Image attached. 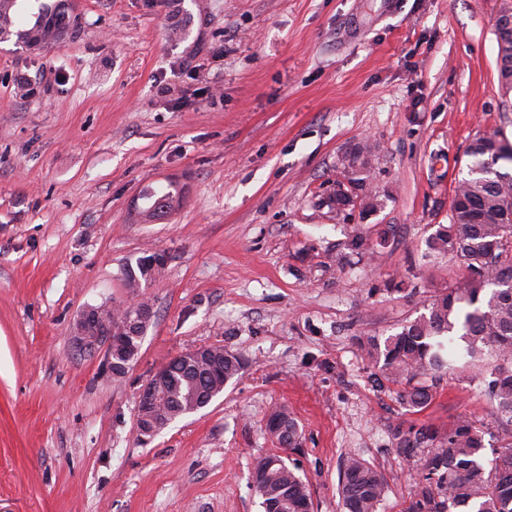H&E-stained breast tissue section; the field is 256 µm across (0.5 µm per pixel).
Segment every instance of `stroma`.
Masks as SVG:
<instances>
[{
  "label": "stroma",
  "mask_w": 512,
  "mask_h": 512,
  "mask_svg": "<svg viewBox=\"0 0 512 512\" xmlns=\"http://www.w3.org/2000/svg\"><path fill=\"white\" fill-rule=\"evenodd\" d=\"M80 38L0 43V512H261L255 458L282 453L314 512H337L349 451L403 512L413 465L397 420L501 430L477 370L403 415L353 336L396 332L462 276L426 254L478 136L512 141L498 81L502 0H77ZM368 143L367 167L342 158ZM178 211L131 219L147 184ZM351 195L337 203V190ZM383 247L342 259L354 228ZM160 252L130 294L127 262ZM151 303L137 358L112 375L76 351L86 306ZM218 345L244 369L197 413L140 439L138 396L181 352ZM277 405L299 449L265 430Z\"/></svg>",
  "instance_id": "35a3bbf8"
}]
</instances>
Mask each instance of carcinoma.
I'll return each mask as SVG.
<instances>
[{"label":"carcinoma","instance_id":"obj_1","mask_svg":"<svg viewBox=\"0 0 512 512\" xmlns=\"http://www.w3.org/2000/svg\"><path fill=\"white\" fill-rule=\"evenodd\" d=\"M76 0H0V42L15 39L29 51H42L77 38L82 31ZM499 79L512 90V23L496 19ZM468 176L458 181L450 205L449 224H440L427 238L429 256L447 257L467 271L456 286L434 296L428 313L387 336H361L362 357L373 367L378 384L397 386L396 400L407 413H419L433 401L441 376L459 360L488 373L486 393L498 426L512 428V175H489L487 166L505 159L498 133L475 139ZM371 148L359 146L346 168L366 166ZM150 206L136 218L139 224L158 221L182 201L181 190L169 181L140 192ZM164 269L161 255L142 256L123 268L124 287L134 293L146 288ZM222 375L209 364L187 368L177 358L169 362L168 381L157 404L147 414L178 416L188 398H205L210 391L237 378L240 356L227 350ZM267 433L283 448L294 450L301 432L286 409L268 415ZM489 431L467 416L443 427L406 424L389 429L394 452L416 464L414 489L405 512H512V443L491 449L485 459ZM251 485L263 512H313L309 486L294 463L278 454L256 459ZM388 484L386 477L355 452L340 459L337 487L339 512H379Z\"/></svg>","mask_w":512,"mask_h":512}]
</instances>
